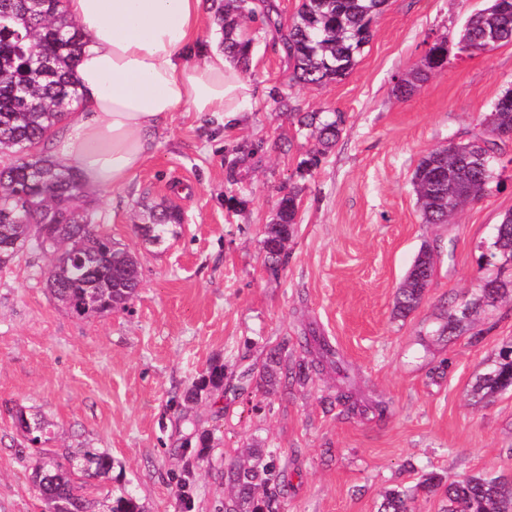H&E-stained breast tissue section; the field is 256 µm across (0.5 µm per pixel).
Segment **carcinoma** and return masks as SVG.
<instances>
[{
	"instance_id": "1",
	"label": "carcinoma",
	"mask_w": 512,
	"mask_h": 512,
	"mask_svg": "<svg viewBox=\"0 0 512 512\" xmlns=\"http://www.w3.org/2000/svg\"><path fill=\"white\" fill-rule=\"evenodd\" d=\"M386 0H302L298 19L281 41L293 76L305 84L320 85L341 80L355 65V55L371 37L370 25ZM215 14L224 29V50L246 69L249 42L236 33L233 0H213ZM512 42V0H490L484 9L471 14L459 43L472 52H485L495 42ZM84 44V35L63 7V0H0V154L12 156L0 165V266L12 263L30 247L53 257L46 285L50 294L81 319L102 316L131 300L141 284L137 256L122 248L100 228L94 204L82 191L78 172L47 154L46 141L65 113L80 101L74 72ZM427 75L425 62L397 78L393 94L403 97L415 81ZM299 123L319 130L322 145L330 148L342 133V120L322 122L316 112H306ZM478 136L490 143L492 154L485 158L469 152V142H451L430 151L412 175V185L427 224H447L467 204L482 197L494 180L492 160L512 139V89L506 90L481 122ZM297 195L281 197L275 223L265 229L263 249L272 269L288 260L286 243L297 224ZM182 223L179 210L165 203L148 206L134 225L143 240L159 244ZM495 254L512 262V212L496 227ZM434 258L423 246L397 288L394 316L405 318L421 304L433 276ZM512 287L501 281L495 288H480L472 298L448 310L440 335L454 336L474 320L486 306H494ZM303 349L311 359L298 364L294 379H310L320 366L334 363L336 349L323 336L303 337ZM284 359L282 349L270 353L263 378L278 381ZM224 379V366L213 365L208 374L184 394L183 401L195 403L209 388ZM512 389V343L502 347L472 385L477 402L488 403ZM347 413L369 410L383 416L387 402L363 404L350 390L337 396ZM17 428L27 440L38 444L50 433V423L19 407L13 414ZM112 457L94 448L63 457L45 454L33 461L29 480L43 504L42 512H145L131 494L90 499L84 492L86 480L109 475ZM279 478L274 466L262 459L247 467H236L233 481L238 508L254 498L255 489ZM443 492L442 512H512V482L501 475L478 472L445 483L436 473H427L412 488L397 486L382 495L378 512H411L415 491Z\"/></svg>"
}]
</instances>
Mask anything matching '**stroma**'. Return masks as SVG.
<instances>
[{"mask_svg":"<svg viewBox=\"0 0 512 512\" xmlns=\"http://www.w3.org/2000/svg\"><path fill=\"white\" fill-rule=\"evenodd\" d=\"M258 2L246 0L238 18L256 103L230 127L173 113L136 176L94 195L103 227L141 263L126 307L72 316L49 293V256L38 250L0 268V512H41L28 465L66 448L112 458L88 496L129 493L146 512H224L233 468L257 454H272L285 476L268 491L272 512H377L385 490L415 486L426 471L448 482L483 470L512 477V391L486 404L471 395L512 340V302L481 313V342L467 329L451 340L439 333L448 308L483 278L512 280V267L487 255L512 211V144L496 156L488 193L452 223H423L411 185L423 154L477 132L512 88V43L449 60L396 98L395 77L434 41L455 42L486 0H387L351 72L303 85L281 41L302 0H269L267 15ZM298 110L343 116L336 145L324 149L317 130L300 127ZM289 192L298 224L287 264L273 271L264 230ZM162 201L184 222L155 246L137 235L134 216ZM425 243L438 253L432 283L412 314L395 317L394 294ZM312 330L338 348L359 396L388 402L385 416H346L332 369L303 386L262 385L269 352L287 347L296 365ZM217 362L223 385L184 403ZM15 407L50 421L49 439L25 440ZM203 432L209 448H187ZM186 477L187 497L178 485Z\"/></svg>","mask_w":512,"mask_h":512,"instance_id":"35a3bbf8","label":"stroma"}]
</instances>
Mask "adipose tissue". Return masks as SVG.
I'll return each mask as SVG.
<instances>
[{"label":"adipose tissue","instance_id":"obj_1","mask_svg":"<svg viewBox=\"0 0 512 512\" xmlns=\"http://www.w3.org/2000/svg\"><path fill=\"white\" fill-rule=\"evenodd\" d=\"M86 41L75 80L80 109L66 113L54 151L87 190L126 185L158 126L178 110L233 121L255 87L223 49L194 60L202 0H64Z\"/></svg>","mask_w":512,"mask_h":512}]
</instances>
